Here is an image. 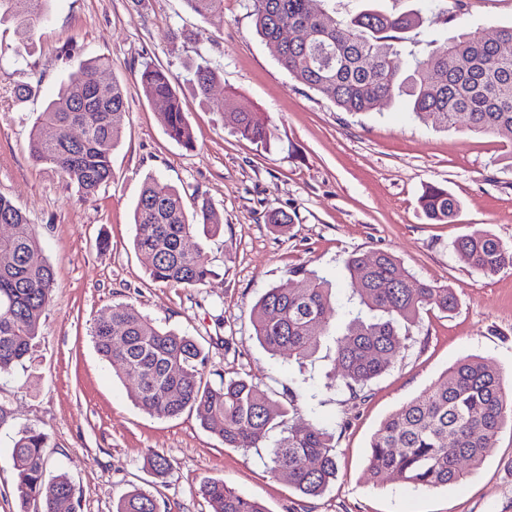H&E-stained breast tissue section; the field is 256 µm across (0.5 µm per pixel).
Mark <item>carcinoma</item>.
I'll return each mask as SVG.
<instances>
[{
    "instance_id": "1",
    "label": "carcinoma",
    "mask_w": 512,
    "mask_h": 512,
    "mask_svg": "<svg viewBox=\"0 0 512 512\" xmlns=\"http://www.w3.org/2000/svg\"><path fill=\"white\" fill-rule=\"evenodd\" d=\"M50 0H0V21L10 19L30 38ZM197 15L223 13L224 0H185ZM331 0H249L257 33L281 48L280 63L298 82L320 92L346 112H369L380 100L408 97L415 116H436L443 128L465 127L477 133L512 136V25L492 38L477 31L431 42L422 58L408 59L399 49L403 33L424 23L418 10L384 14L365 9L338 20L329 14ZM305 31L307 41L297 33ZM109 66L102 58L87 60L71 73L36 118L29 143L32 158L58 173L85 196L112 179L109 147L125 125L126 91L117 79L101 85L97 76ZM190 83L208 96L220 82L218 72L198 64ZM139 82L146 98L161 103L159 117L167 135L186 149L195 145L193 131L176 90V79L150 63ZM224 115L235 132L265 146L275 128L254 112L224 102ZM81 135H72L75 128ZM51 128L54 135L42 130ZM425 216L442 224L458 215L460 202L447 189L429 185L419 198ZM0 374L10 373L30 353L39 322L53 300L54 271L43 256L36 226L0 196ZM134 247L149 277L158 283L198 288L214 276L201 250L186 251L179 242L198 227L217 232L223 217L208 202L188 213L174 188L159 190L148 180L134 211ZM459 258L484 276L512 267V246L491 234L462 236L454 243ZM359 308L335 336L334 364L328 387L364 388L395 360L409 329L433 306L451 313L453 289L414 278L388 252L352 253L345 259ZM292 286L272 287L251 311L258 342L273 354L302 364L329 334L336 310L333 284L303 267L291 271ZM98 353L121 378L134 380L131 395L146 413L176 418L197 412L202 426L229 448H257L273 429L297 410L269 398L247 379L202 382L205 354L191 336L167 330L131 304H120L99 318L91 331ZM512 421V391L503 377L478 358L451 367L444 379L392 413L370 442L368 472L378 482L396 475L417 489L462 481L463 465L481 464L495 448L497 436ZM46 435L25 428L13 445L22 505L55 512L57 501L74 494L64 473L48 480ZM338 471L336 446L326 430L295 422L270 453V473L306 496L320 495ZM201 492L212 512H266L257 500L238 493L222 480L207 479ZM115 512H159L152 496L132 490Z\"/></svg>"
}]
</instances>
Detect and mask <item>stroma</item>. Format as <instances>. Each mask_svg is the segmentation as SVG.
<instances>
[{
    "instance_id": "stroma-1",
    "label": "stroma",
    "mask_w": 512,
    "mask_h": 512,
    "mask_svg": "<svg viewBox=\"0 0 512 512\" xmlns=\"http://www.w3.org/2000/svg\"><path fill=\"white\" fill-rule=\"evenodd\" d=\"M467 2L465 14L448 23L452 0H373L387 13L422 10L425 23L402 44L418 57L434 38L461 30L491 37L512 25V0ZM95 57L111 63L103 80L125 85L128 115L110 150L111 180L86 198L34 162L28 144L45 101ZM202 59L221 76L207 97L185 79ZM147 62L178 76L194 149L166 134L160 103L143 94L139 71ZM19 85L31 88L21 101ZM228 97L275 125L270 145L239 137L224 119ZM149 178L223 215L219 233L187 242L211 263L206 285L173 288L146 274L133 247V216ZM429 184L459 200L454 222L424 216L418 198ZM0 196L37 226L55 276L30 356L0 375V512H22L11 452L29 426L47 436L49 474L69 475L75 512H115L119 497L135 488L153 495L161 512H211L200 492L207 479L258 499L268 512H512L508 426L460 483L421 491L394 476L377 484L367 474L369 442L381 423L458 361L480 357L512 381V269L480 276L453 248L461 236L485 233L512 246V142L415 118L402 98L366 113L343 111L280 65L257 35L247 0H224L223 15L208 20L185 0H51L31 39L0 24ZM273 209L293 217L287 230L267 224ZM377 251L393 254L417 279L453 288L458 306L424 313L401 355L360 398L324 386L332 339L302 366L260 345L251 310L268 288L289 286L290 270L327 278L343 304L352 293L346 258ZM118 304L194 337L207 356L205 382L245 378L283 404L296 393L294 420L334 436L336 481L321 496L302 495L272 476L268 448L225 447L193 412L165 419L137 407L130 381L116 376L90 336ZM154 453L172 464L165 477L146 463Z\"/></svg>"
}]
</instances>
